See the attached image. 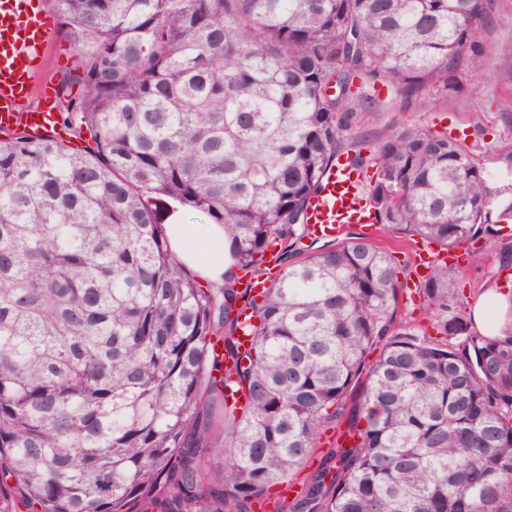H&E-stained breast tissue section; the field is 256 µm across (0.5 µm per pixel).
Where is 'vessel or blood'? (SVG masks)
I'll use <instances>...</instances> for the list:
<instances>
[{
    "instance_id": "obj_1",
    "label": "vessel or blood",
    "mask_w": 512,
    "mask_h": 512,
    "mask_svg": "<svg viewBox=\"0 0 512 512\" xmlns=\"http://www.w3.org/2000/svg\"><path fill=\"white\" fill-rule=\"evenodd\" d=\"M54 43L46 0H0V132L51 137L59 130L57 94L47 76L46 51ZM39 107H32L31 98ZM360 180L339 156L308 209L313 234L338 236L345 225L368 224Z\"/></svg>"
}]
</instances>
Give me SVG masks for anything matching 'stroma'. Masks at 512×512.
<instances>
[{"mask_svg": "<svg viewBox=\"0 0 512 512\" xmlns=\"http://www.w3.org/2000/svg\"><path fill=\"white\" fill-rule=\"evenodd\" d=\"M476 41L486 63L474 73L463 74L456 91L441 96L429 94L419 104H405L396 92H384L380 103L360 113L347 134V149L371 156L391 132L427 128L445 132L460 140L491 176L492 213L512 201V123L504 124L502 114L512 115V0H496L494 21L479 27ZM352 233L392 247L400 264L401 277L407 283L417 280L413 272L409 246L397 232L380 225H351ZM480 264L462 265L458 280L464 302L475 299L498 264L492 242H481Z\"/></svg>", "mask_w": 512, "mask_h": 512, "instance_id": "obj_1", "label": "stroma"}]
</instances>
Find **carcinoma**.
Returning a JSON list of instances; mask_svg holds the SVG:
<instances>
[{"mask_svg": "<svg viewBox=\"0 0 512 512\" xmlns=\"http://www.w3.org/2000/svg\"><path fill=\"white\" fill-rule=\"evenodd\" d=\"M49 2L77 52L62 123L89 138L0 136V496L253 512L299 483L272 512H512V339L473 332L444 263L415 289L433 337L398 317L388 251L303 243L364 89L455 91L485 65L494 0ZM352 161L374 168L387 231L443 250L499 233L489 175L446 133L393 132ZM148 193L222 225L237 272L202 288ZM275 241L256 301L239 273ZM331 428L336 466L299 479Z\"/></svg>", "mask_w": 512, "mask_h": 512, "instance_id": "obj_1", "label": "carcinoma"}]
</instances>
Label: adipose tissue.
<instances>
[{
    "label": "adipose tissue",
    "instance_id": "ef3b65f1",
    "mask_svg": "<svg viewBox=\"0 0 512 512\" xmlns=\"http://www.w3.org/2000/svg\"><path fill=\"white\" fill-rule=\"evenodd\" d=\"M170 246L179 261L193 269L201 280L221 282L229 263L223 229L216 224L172 222L165 228ZM468 316L480 335L512 338V271L503 272L474 301Z\"/></svg>",
    "mask_w": 512,
    "mask_h": 512
}]
</instances>
